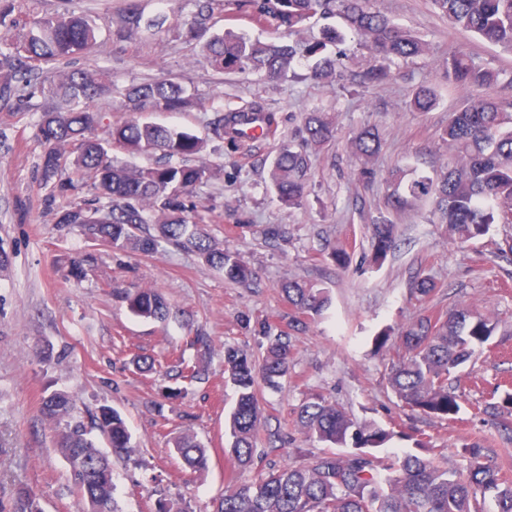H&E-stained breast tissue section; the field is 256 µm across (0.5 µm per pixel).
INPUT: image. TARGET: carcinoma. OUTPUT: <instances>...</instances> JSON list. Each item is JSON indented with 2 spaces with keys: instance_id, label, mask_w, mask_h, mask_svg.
Wrapping results in <instances>:
<instances>
[{
  "instance_id": "obj_1",
  "label": "carcinoma",
  "mask_w": 512,
  "mask_h": 512,
  "mask_svg": "<svg viewBox=\"0 0 512 512\" xmlns=\"http://www.w3.org/2000/svg\"><path fill=\"white\" fill-rule=\"evenodd\" d=\"M433 8L454 27L512 50V0H430ZM195 14L181 24L178 36L186 43L202 44L206 62L218 76L256 75L262 80L297 79L306 61L309 78L332 82L342 76L343 56L339 45L346 36L334 25L321 30L315 41H291L289 36L316 20L337 14L350 33L374 58L362 75L365 83H379L391 76L390 65L417 57L425 45L415 34L396 24L372 6L371 0H196ZM13 0H0V97L18 93L21 74L32 76L38 67L87 54L97 45V28L91 16L66 8L48 17L24 23L14 16ZM233 21L245 16L273 31L266 39L227 30L208 35L215 14ZM143 20L136 0H127L124 19L115 32L119 39L131 37ZM28 26L18 40L10 37L18 25ZM38 61L40 66L32 65ZM448 80L476 91L472 102L456 113L440 138L453 152V165L441 180L419 176L403 182V171L386 178V207L398 215L417 202L435 197L441 223L448 235L465 244L488 233L493 224H512V100H494L481 92L499 80V75L477 66L462 50L448 53ZM48 93L67 103L64 110L46 106L41 111L40 163L42 185L69 199L58 213L57 223L78 229L87 238L111 248L130 247L150 255L162 246L193 252L203 263L224 274V280L241 286L254 282L253 270L224 250L195 215L189 201L197 188L217 175V168L198 160L208 139L235 148L254 142L237 130L250 115L276 129V114L260 100L228 108H216L208 133L199 137L147 120L128 119L108 126L101 138V110L94 101L120 94L129 112H189L202 108L197 95L181 78L160 76L116 90L102 70H60ZM437 105L434 89L421 83L410 103L413 112H428ZM306 145L320 148L335 137V123L328 112L312 110L301 115ZM160 153L164 162L131 166L112 155ZM381 150L376 128L364 126L352 139L358 160L354 179L370 183L377 177L374 160ZM310 155L291 143H282L271 161L270 187L278 202L288 208L302 204ZM89 188L92 202L78 199ZM374 249L369 266L381 267L398 244V223L382 219L372 224ZM279 290L291 315L288 328L300 331L328 308V290L314 281L286 280ZM123 300L138 317L164 320L168 303L154 288L123 291ZM496 321L464 303L449 311L426 310L392 332L375 336L382 350L395 339L397 360L388 376L391 391L412 412L448 420L461 409L457 390L461 369L476 350L488 344ZM268 337L260 357L234 345L224 346L225 383L235 389L236 401L225 436L234 466L251 468L261 431L266 425L263 391L281 387L288 378L291 351L288 336ZM193 359L184 360L160 374L159 396L173 400L209 379L213 341L203 330L189 337ZM40 412L55 432L56 451L65 460L79 499V512H118L113 497L112 459L90 437V430L76 415L75 400L65 392L44 399ZM479 412L501 421V440L512 444V386L494 389ZM94 424L107 436L113 453L130 448L124 417L103 406ZM296 426L308 441L327 450H298L299 460L273 467L256 479L236 478L224 487L217 512H484L490 497L496 512H512V477L494 459L498 452L473 439L455 449L470 459L465 474L448 469L446 457L427 458L433 451L421 431L396 433L371 423H361L347 412L315 395L297 410ZM414 439L419 454L402 457L380 455L395 436ZM175 454L197 471L207 465V451L197 436L186 431L174 440ZM348 452L337 453L335 449ZM8 512H43L40 497L25 488L10 500Z\"/></svg>"
}]
</instances>
